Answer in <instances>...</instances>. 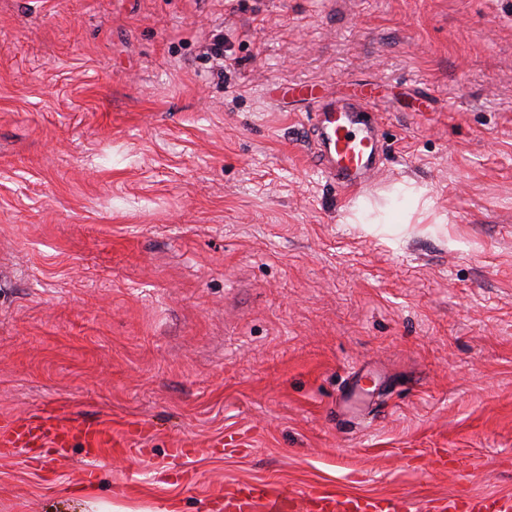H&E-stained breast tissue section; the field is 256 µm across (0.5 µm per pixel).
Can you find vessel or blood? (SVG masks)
I'll return each mask as SVG.
<instances>
[{
  "instance_id": "obj_1",
  "label": "vessel or blood",
  "mask_w": 512,
  "mask_h": 512,
  "mask_svg": "<svg viewBox=\"0 0 512 512\" xmlns=\"http://www.w3.org/2000/svg\"><path fill=\"white\" fill-rule=\"evenodd\" d=\"M374 106L370 95L339 98L319 105L315 112L314 157L336 184L345 189L364 188L383 163V150L375 126L367 115ZM144 427L126 426L114 432L102 422L72 417L63 408L48 406L22 420H0V453L16 449L54 448L73 444L95 455H134ZM410 460L425 458L434 471L458 469L461 458L444 448L406 451ZM411 500L386 495H354L333 484H315L291 490L266 484H238L224 490V512H413ZM440 512H512V497L462 494L449 497Z\"/></svg>"
}]
</instances>
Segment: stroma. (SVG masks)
<instances>
[{
    "label": "stroma",
    "instance_id": "obj_1",
    "mask_svg": "<svg viewBox=\"0 0 512 512\" xmlns=\"http://www.w3.org/2000/svg\"><path fill=\"white\" fill-rule=\"evenodd\" d=\"M365 83L347 190L296 90ZM58 402L150 435L0 456V512L512 494V0H0V419ZM425 457L427 466L436 472L456 470L462 464L458 455L445 448H430ZM402 497L354 495L339 485L315 484L296 490L266 484L238 483L224 488L225 512H412Z\"/></svg>",
    "mask_w": 512,
    "mask_h": 512
}]
</instances>
